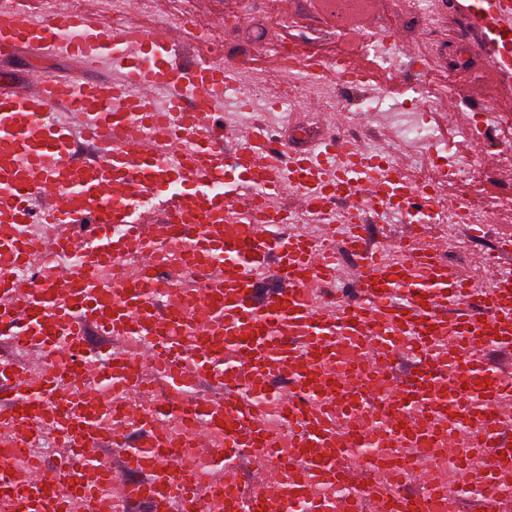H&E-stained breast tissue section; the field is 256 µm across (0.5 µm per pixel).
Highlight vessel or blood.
I'll list each match as a JSON object with an SVG mask.
<instances>
[{"instance_id":"obj_1","label":"vessel or blood","mask_w":512,"mask_h":512,"mask_svg":"<svg viewBox=\"0 0 512 512\" xmlns=\"http://www.w3.org/2000/svg\"><path fill=\"white\" fill-rule=\"evenodd\" d=\"M101 2L46 13L20 0L0 12V52L120 75L79 84L34 69L24 92L0 90V344L11 350L0 354V512H71L77 500L98 512L103 486L151 512H211L218 489L223 512H296L300 502L306 512H456L476 484L511 492L512 373L484 353L512 350V269L480 288L443 260L445 244L374 248L361 221L380 210L413 224L471 223L447 169L423 187L360 142L297 151L262 123L217 128L227 103L249 109L237 91L252 66L197 41L201 18L140 33L136 0L113 25ZM465 11L489 76L511 84L512 0H469ZM71 28L83 41H60ZM259 62L272 74L290 63L319 71L325 57L296 40L290 55L270 50ZM287 191L296 209L279 205ZM304 222L317 233L299 232ZM176 240L204 290L183 266L157 272L158 251ZM331 240L357 256L352 272L327 251ZM345 275L349 298L334 292ZM93 332L144 343L95 358ZM76 377L83 387H71ZM149 384L162 391L150 405ZM105 385L123 405L103 429L94 402ZM173 409L211 463L209 482L176 466ZM46 431L55 462L33 457L13 475L12 448ZM362 433L459 456L456 477L418 455L404 466L350 452ZM251 448L266 458L245 482L238 467ZM467 448L496 461L478 466ZM344 483L331 504L311 493Z\"/></svg>"}]
</instances>
